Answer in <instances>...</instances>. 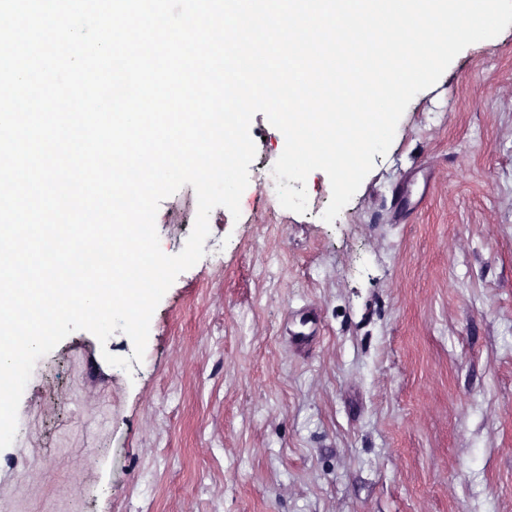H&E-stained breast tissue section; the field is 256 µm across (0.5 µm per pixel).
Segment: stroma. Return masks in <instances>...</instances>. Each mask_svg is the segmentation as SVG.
I'll return each mask as SVG.
<instances>
[{"label": "stroma", "mask_w": 512, "mask_h": 512, "mask_svg": "<svg viewBox=\"0 0 512 512\" xmlns=\"http://www.w3.org/2000/svg\"><path fill=\"white\" fill-rule=\"evenodd\" d=\"M155 309L142 362L79 330L40 358L0 512H512V26L418 93L333 223L259 187ZM192 186L163 200L182 251Z\"/></svg>", "instance_id": "1"}]
</instances>
